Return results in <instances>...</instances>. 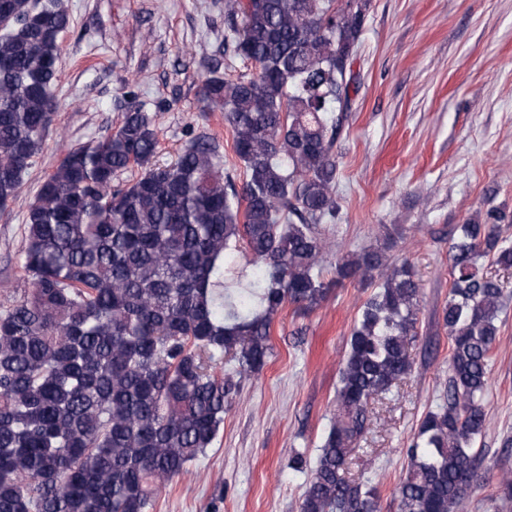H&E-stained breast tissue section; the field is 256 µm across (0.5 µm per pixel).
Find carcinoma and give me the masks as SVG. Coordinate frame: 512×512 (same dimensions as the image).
<instances>
[{"label": "carcinoma", "instance_id": "carcinoma-1", "mask_svg": "<svg viewBox=\"0 0 512 512\" xmlns=\"http://www.w3.org/2000/svg\"><path fill=\"white\" fill-rule=\"evenodd\" d=\"M370 0H224V46L254 66L208 67L201 111L222 112L243 164L186 132L156 166L153 116L130 102L109 133L67 151L25 215L29 283L0 312V512H151L211 447L236 393L218 371H260L275 316L312 310L333 282L379 281L348 342L325 436L299 512H379L374 487L346 476L371 403L412 370L421 284L382 248L323 264L318 230L339 219L341 136L358 91L356 60ZM60 0H0V209L12 203L53 123ZM137 167L139 177H117ZM505 214L455 227L442 321L451 341L444 404L408 448L398 512H460L481 487L476 440L500 279L512 269ZM331 278H326V274Z\"/></svg>", "mask_w": 512, "mask_h": 512}]
</instances>
